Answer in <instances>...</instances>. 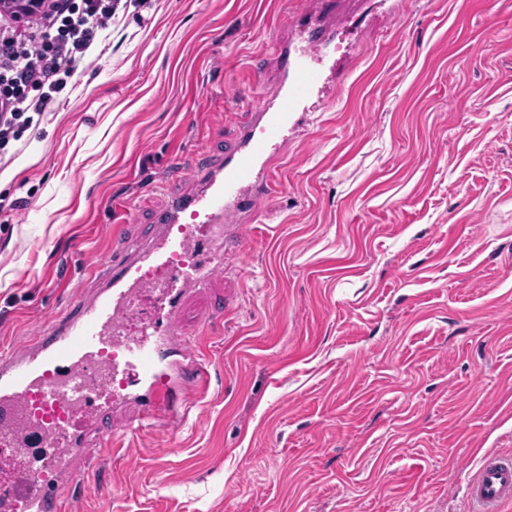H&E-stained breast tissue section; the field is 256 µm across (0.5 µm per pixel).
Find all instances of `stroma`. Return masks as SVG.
I'll return each instance as SVG.
<instances>
[{"instance_id": "stroma-1", "label": "stroma", "mask_w": 512, "mask_h": 512, "mask_svg": "<svg viewBox=\"0 0 512 512\" xmlns=\"http://www.w3.org/2000/svg\"><path fill=\"white\" fill-rule=\"evenodd\" d=\"M330 12L248 263L181 310L209 392L175 439L90 437L78 512H467L477 451L512 457V0H136L0 167V349L223 160Z\"/></svg>"}]
</instances>
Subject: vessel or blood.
I'll return each mask as SVG.
<instances>
[{"mask_svg": "<svg viewBox=\"0 0 512 512\" xmlns=\"http://www.w3.org/2000/svg\"><path fill=\"white\" fill-rule=\"evenodd\" d=\"M325 52L321 37L285 52L284 81L253 103L234 148L223 162L197 167V189L169 200L155 224L102 262V282L78 296L29 342L0 356V429L5 446L21 449L31 465L15 472L0 455V486L8 512H69V489L83 477L87 441L99 417L118 403L139 405L147 424L176 436L191 396L210 387L202 353L180 341L177 314L190 292L208 287L224 269V244L239 263L249 252L241 209L256 208L269 189L275 157L288 146L305 102L319 89ZM154 295L153 318L129 325L143 293ZM51 469L44 478L43 469ZM473 512H498L512 500V460L482 453L466 484Z\"/></svg>", "mask_w": 512, "mask_h": 512, "instance_id": "obj_1", "label": "vessel or blood"}]
</instances>
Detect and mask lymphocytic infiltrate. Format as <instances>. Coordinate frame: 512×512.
Instances as JSON below:
<instances>
[{"label": "lymphocytic infiltrate", "mask_w": 512, "mask_h": 512, "mask_svg": "<svg viewBox=\"0 0 512 512\" xmlns=\"http://www.w3.org/2000/svg\"><path fill=\"white\" fill-rule=\"evenodd\" d=\"M121 0H49L26 26L0 13V150L50 114L74 67L112 26Z\"/></svg>", "instance_id": "lymphocytic-infiltrate-1"}]
</instances>
